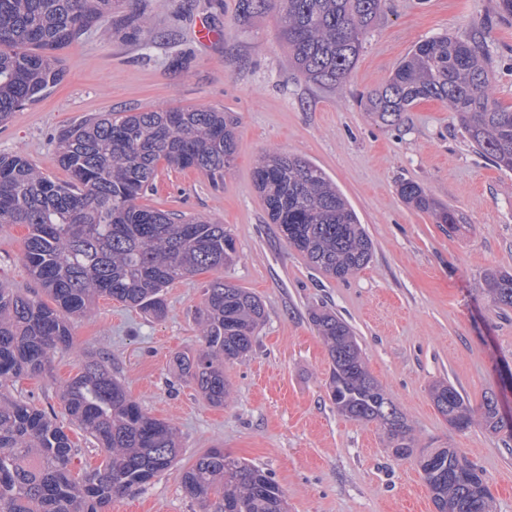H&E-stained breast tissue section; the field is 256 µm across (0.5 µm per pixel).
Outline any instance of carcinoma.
Instances as JSON below:
<instances>
[{
	"label": "carcinoma",
	"mask_w": 512,
	"mask_h": 512,
	"mask_svg": "<svg viewBox=\"0 0 512 512\" xmlns=\"http://www.w3.org/2000/svg\"><path fill=\"white\" fill-rule=\"evenodd\" d=\"M119 0H0V124L33 106L64 76L59 51L87 31L112 36ZM384 0H238L240 20L278 14L280 38L295 69L324 87L343 85ZM149 18L127 19L138 37ZM490 57L484 41L441 36L418 43L361 106L388 126L400 124L420 100L448 103L470 145L498 169L512 172V108L490 92ZM237 151L232 113L181 108L93 115L58 136L60 182L25 157L0 154V226H23V258L50 299L0 285V512H104L112 498L148 485L178 466L182 448L173 423L150 415L112 375L109 359H88L60 391L70 424L104 453L102 463L77 475L75 443L55 412L4 390L22 377L40 378L52 357L72 348L71 319L110 297L155 317L165 314L163 291L176 280L218 270L237 259L224 225L177 216L138 204L152 189L158 165L195 169L224 178ZM270 223L318 271L345 281L373 256V242L336 184L310 160L286 153L261 155L253 172ZM401 198L434 212L455 230L458 212L435 204L421 185L403 181ZM483 290L500 310H512V273L490 270ZM202 337L174 363L212 405L229 395L224 365L247 356L265 319L261 300L215 278L203 287L195 311ZM330 359L328 396L342 415L375 422L398 458L418 457L437 512H491L483 475L470 466L464 480L453 448H421L404 414L367 370L353 329L335 313L311 315ZM438 413L454 429L480 421L512 437V419L498 396L479 410L453 385L431 387ZM187 497L204 512H288L284 489L264 470L211 448L181 473Z\"/></svg>",
	"instance_id": "cac0c4a2"
}]
</instances>
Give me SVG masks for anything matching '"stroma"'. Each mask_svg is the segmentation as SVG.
<instances>
[{"label":"stroma","instance_id":"obj_1","mask_svg":"<svg viewBox=\"0 0 512 512\" xmlns=\"http://www.w3.org/2000/svg\"><path fill=\"white\" fill-rule=\"evenodd\" d=\"M151 24L126 38L133 7L120 0L112 36L92 31L62 51L64 77L43 100L0 126V153L19 154L58 181L56 138L88 115L198 107L233 113L237 154L223 183L192 170L158 168L141 205L214 219L231 231L239 258L164 290L156 318L103 297L74 320L72 352L43 378L20 379L14 395L61 411V386L91 354L153 416L180 431L184 465L212 448L270 472L288 512H435L417 458L399 459L382 429L339 414L328 397L330 361L311 321L329 309L350 324L369 372L401 409L423 448H454L479 468L496 512H512V439L482 425L458 431L437 412L430 388L448 381L480 407L496 392L512 413L500 370L512 366V311L481 290L491 269L512 272V172L497 169L465 139L447 103L415 104L397 126L370 118L360 94L381 86L421 41L461 38L491 22L487 39L494 97L512 106V21L497 0H386L347 83L326 88L292 67L276 13L242 22L238 0H140ZM215 42L200 43L197 22ZM182 67H175V60ZM296 154L336 183L374 246L370 263L345 281L314 269L270 224L252 172L261 154ZM419 183L463 218L448 232L407 205L400 181ZM24 227H0V283L27 295L39 288L23 261ZM248 289L265 308L252 352L226 365L231 394L210 405L178 374L175 352L197 348L194 311L205 282ZM107 512H202L181 487L180 469L114 498Z\"/></svg>","mask_w":512,"mask_h":512}]
</instances>
